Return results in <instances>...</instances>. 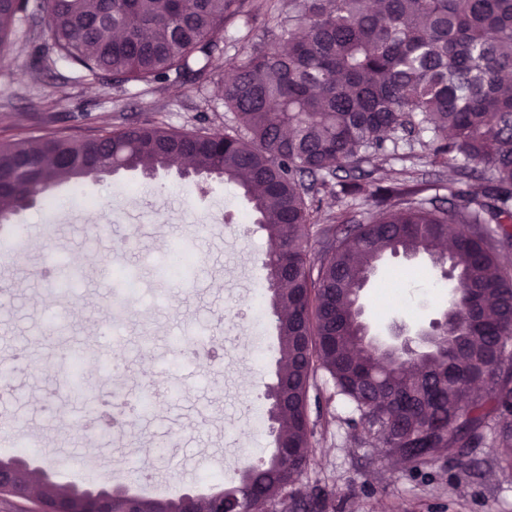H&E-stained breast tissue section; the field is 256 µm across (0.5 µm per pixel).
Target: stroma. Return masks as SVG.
I'll return each mask as SVG.
<instances>
[{
  "label": "stroma",
  "instance_id": "35a3bbf8",
  "mask_svg": "<svg viewBox=\"0 0 512 512\" xmlns=\"http://www.w3.org/2000/svg\"><path fill=\"white\" fill-rule=\"evenodd\" d=\"M288 3L246 0L253 22H225L224 51L203 84L114 88L60 62L45 69L41 62L51 46L46 28L21 25L11 49L0 55V142L146 119L188 129L202 118L211 129H227L233 115L219 86L248 52L278 38L274 18L287 12ZM379 166L413 171L429 198H447L454 176L453 169L432 167L406 150ZM18 221L38 234L0 265V283L11 286L0 308V367L9 368L17 387L14 397L0 398V424L37 437L34 465L71 479L107 462L113 484L167 497L226 488L243 462L267 460L274 448L270 427L251 430L250 420L268 414L264 393L280 359L277 323L261 264L265 236L237 186L219 178L200 186L173 170L152 179L123 171L58 188ZM163 240L197 256L190 282L155 280L154 268L168 255L159 246ZM51 252L70 264L80 253L94 257L63 298L51 291ZM118 268L136 270L143 280L140 300L127 307L113 344L122 356L125 393L135 397L155 377L178 385L179 393L159 401L152 416L128 420L116 439L98 443L70 432L84 412L59 385V364L71 348L97 350L98 329L111 318ZM448 286L427 260L385 258L362 292L365 318L376 331L395 320L428 325L445 309ZM196 329L206 330L217 356L176 361L168 351L171 337ZM312 393L311 456L288 512H512V465L492 441L460 457L444 454L415 464L362 443L357 414L325 378H317ZM165 434L173 437L179 469L152 455L153 443ZM203 473L212 482L202 483Z\"/></svg>",
  "mask_w": 512,
  "mask_h": 512
}]
</instances>
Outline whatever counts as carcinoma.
Listing matches in <instances>:
<instances>
[{
    "label": "carcinoma",
    "instance_id": "cac0c4a2",
    "mask_svg": "<svg viewBox=\"0 0 512 512\" xmlns=\"http://www.w3.org/2000/svg\"><path fill=\"white\" fill-rule=\"evenodd\" d=\"M46 20L55 60L94 80L159 84L204 80L224 51V22L247 24L246 0H0V53L18 25ZM281 40L257 47L222 82L236 127L121 125L34 145L0 142V219L48 189L107 170L188 167L236 184L262 225V265L288 288L271 295L279 328L277 455L247 465L231 490L285 501L308 462L309 392L322 374L390 455L425 461L493 443L512 458V0H292L275 17ZM429 137V163L456 161L448 205L422 198L403 175L374 177V161ZM369 196L379 212L342 237L320 229L325 258L308 255L321 190ZM482 189L466 190L471 180ZM454 245L445 249L444 242ZM449 266L448 330L413 358L365 343L358 302L388 255ZM70 395L89 401L79 370ZM71 488L41 494L63 504Z\"/></svg>",
    "mask_w": 512,
    "mask_h": 512
}]
</instances>
